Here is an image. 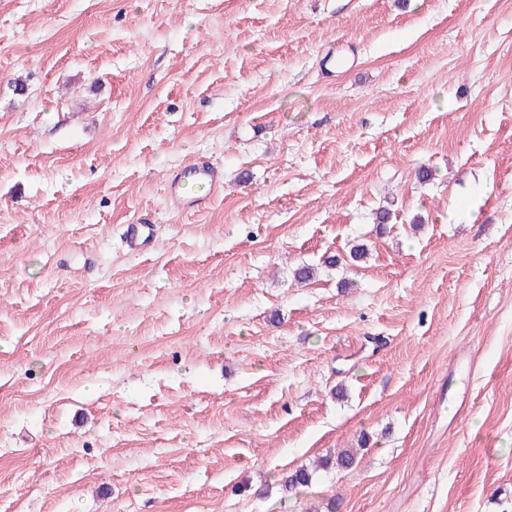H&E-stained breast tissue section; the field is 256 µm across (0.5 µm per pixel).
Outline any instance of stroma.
Masks as SVG:
<instances>
[{
    "instance_id": "stroma-1",
    "label": "stroma",
    "mask_w": 512,
    "mask_h": 512,
    "mask_svg": "<svg viewBox=\"0 0 512 512\" xmlns=\"http://www.w3.org/2000/svg\"><path fill=\"white\" fill-rule=\"evenodd\" d=\"M0 512H512V0H0ZM187 182H193V185H201V187L208 190L207 195H212L218 193L223 187L224 174L213 164L193 163L168 179L166 194L169 200L183 210L199 209L205 203L199 197L185 195L184 186H189ZM155 240L154 226L151 224H130L126 230V242L131 250L143 251Z\"/></svg>"
}]
</instances>
